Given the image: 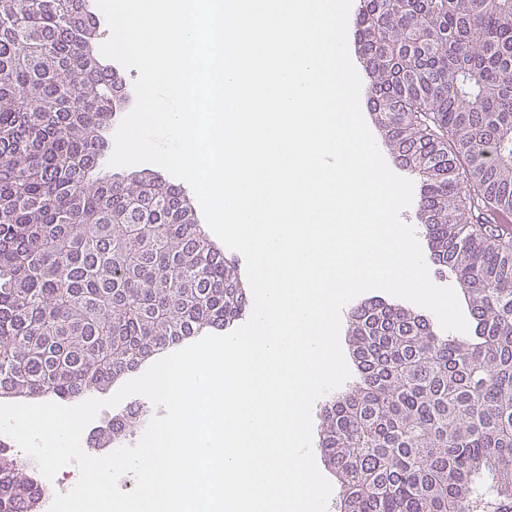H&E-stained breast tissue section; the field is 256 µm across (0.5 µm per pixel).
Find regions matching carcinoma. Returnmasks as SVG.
Segmentation results:
<instances>
[{"label":"carcinoma","instance_id":"carcinoma-1","mask_svg":"<svg viewBox=\"0 0 512 512\" xmlns=\"http://www.w3.org/2000/svg\"><path fill=\"white\" fill-rule=\"evenodd\" d=\"M370 110L413 170L421 219L474 335L371 305L350 324L358 378L322 413L341 512H512V2L366 0ZM80 0H0V396L66 401L247 309L234 261L183 186L143 169L97 172L112 71ZM148 410L101 435L132 438ZM51 490L0 452V512Z\"/></svg>","mask_w":512,"mask_h":512}]
</instances>
